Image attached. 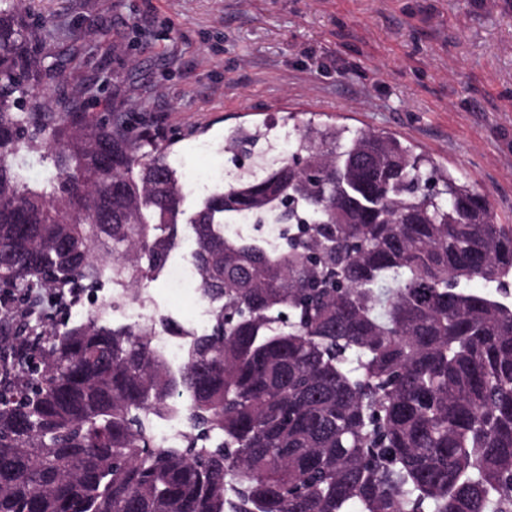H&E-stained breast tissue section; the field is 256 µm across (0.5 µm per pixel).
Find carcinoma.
Segmentation results:
<instances>
[{
    "mask_svg": "<svg viewBox=\"0 0 512 512\" xmlns=\"http://www.w3.org/2000/svg\"><path fill=\"white\" fill-rule=\"evenodd\" d=\"M0 0V512H512V224L398 136L308 120L190 215L172 142L57 102L67 78ZM54 172L38 188L24 155ZM296 224L275 248L224 225ZM191 233L201 334L53 320L103 272L145 288ZM186 336L173 365L153 343ZM183 416L162 448L150 416ZM238 487L232 502L226 484Z\"/></svg>",
    "mask_w": 512,
    "mask_h": 512,
    "instance_id": "1",
    "label": "carcinoma"
}]
</instances>
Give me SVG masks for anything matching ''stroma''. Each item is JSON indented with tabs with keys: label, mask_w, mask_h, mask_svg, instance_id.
Returning <instances> with one entry per match:
<instances>
[{
	"label": "stroma",
	"mask_w": 512,
	"mask_h": 512,
	"mask_svg": "<svg viewBox=\"0 0 512 512\" xmlns=\"http://www.w3.org/2000/svg\"><path fill=\"white\" fill-rule=\"evenodd\" d=\"M63 49L81 40L62 98L90 83L174 143L195 206L237 174L225 139L262 126L282 143L321 119L406 138L480 188L512 224V0H40ZM147 291L190 323L196 294L156 272Z\"/></svg>",
	"instance_id": "1"
}]
</instances>
